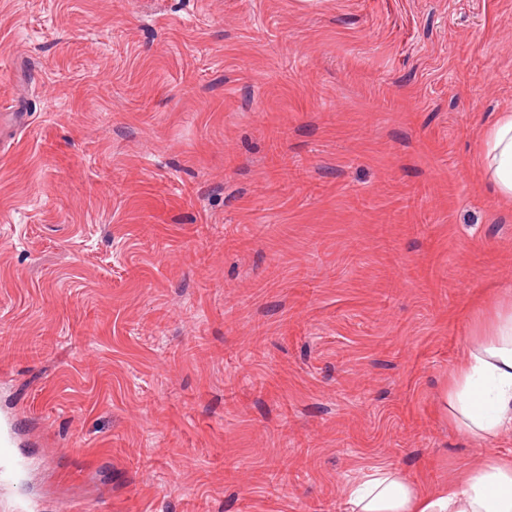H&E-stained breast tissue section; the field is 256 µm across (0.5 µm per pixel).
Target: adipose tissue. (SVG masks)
<instances>
[{"label": "adipose tissue", "instance_id": "ef3b65f1", "mask_svg": "<svg viewBox=\"0 0 512 512\" xmlns=\"http://www.w3.org/2000/svg\"><path fill=\"white\" fill-rule=\"evenodd\" d=\"M484 173L512 200V113L501 114L481 141ZM466 359L448 374L445 402L452 423L476 440L512 427V294L488 304L473 325ZM349 512H512V460L488 456L449 488L428 491L402 472L373 467L346 489Z\"/></svg>", "mask_w": 512, "mask_h": 512}]
</instances>
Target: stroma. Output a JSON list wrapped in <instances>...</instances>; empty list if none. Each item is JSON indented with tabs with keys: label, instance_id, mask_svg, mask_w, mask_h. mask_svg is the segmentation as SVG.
Instances as JSON below:
<instances>
[{
	"label": "stroma",
	"instance_id": "obj_1",
	"mask_svg": "<svg viewBox=\"0 0 512 512\" xmlns=\"http://www.w3.org/2000/svg\"><path fill=\"white\" fill-rule=\"evenodd\" d=\"M13 104L0 512H345L512 456L441 405L512 287V0H0ZM481 162L498 195L512 200V113L503 112L485 130L481 141Z\"/></svg>",
	"mask_w": 512,
	"mask_h": 512
}]
</instances>
